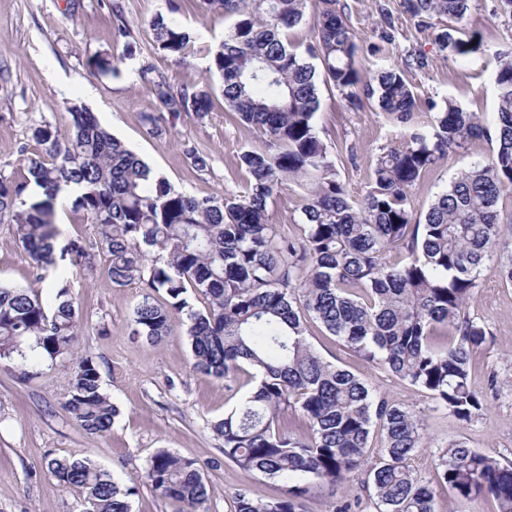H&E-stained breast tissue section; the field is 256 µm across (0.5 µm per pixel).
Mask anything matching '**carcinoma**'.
<instances>
[{
  "label": "carcinoma",
  "instance_id": "obj_1",
  "mask_svg": "<svg viewBox=\"0 0 512 512\" xmlns=\"http://www.w3.org/2000/svg\"><path fill=\"white\" fill-rule=\"evenodd\" d=\"M206 10L237 17L211 50L210 70L223 80L225 106L266 140L242 150L247 173L241 190L214 196L179 192L104 128L88 108L69 103L73 129L60 131L26 114L39 146L20 175L0 172V224H8L37 271L52 276L46 305L33 290L0 285V361L33 372L41 359L74 355L80 312L58 262L90 267L92 250L108 258L117 287L142 285L134 309L138 332L151 342L169 335L186 316L193 368L234 380L246 372L254 390L211 429L224 441V458L245 471L283 484L273 498L234 497V512H308L311 492L363 475L376 512H435L437 482L463 499L490 496L497 512H512V466L459 440L438 451L435 475L414 461L425 447L418 415L375 392L352 372L325 359L307 340V324L326 333L380 371L429 394L469 424L485 409L472 382V360L486 341L467 304L485 272L512 284V46L498 50L494 120L487 124L454 100L422 112L405 70L424 64L409 54L403 67L366 76L341 0H201ZM315 12V40L304 60L288 31ZM421 28L434 20L461 22L469 0H400ZM381 35L394 41L392 14L380 6ZM153 49L184 59L195 37L162 14L151 21ZM442 52L467 60L483 51L477 31L436 28ZM90 67L118 74L114 57L97 54ZM161 111L144 116L159 135L190 113L211 109L208 90L149 77ZM333 86L354 107L373 103L395 130L375 155L371 183L354 198L321 136L316 114L319 83ZM496 144L489 158L451 179L424 216L410 191L433 168L475 140ZM184 154L200 172L209 155ZM304 190L298 232L272 224L268 201L285 182ZM71 202L86 215L97 241L60 240L57 214ZM402 249L409 262L390 261ZM209 301L193 310L188 292ZM164 293L160 303L156 294ZM63 408L83 431L103 435L118 414L104 394L95 359L76 358ZM48 472L78 490L81 512H130L132 489L87 459L61 456ZM142 478L176 512H202L208 492L195 462L167 449L148 461Z\"/></svg>",
  "mask_w": 512,
  "mask_h": 512
}]
</instances>
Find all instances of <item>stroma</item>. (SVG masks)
I'll return each mask as SVG.
<instances>
[{"instance_id":"stroma-1","label":"stroma","mask_w":512,"mask_h":512,"mask_svg":"<svg viewBox=\"0 0 512 512\" xmlns=\"http://www.w3.org/2000/svg\"><path fill=\"white\" fill-rule=\"evenodd\" d=\"M346 14L360 47L357 64L364 71L400 65L406 54L423 57L407 79L421 102L453 98L468 112L492 121L497 110L494 71L496 51L512 43V19L496 16V0H471L460 27L480 32L484 51L469 63L439 51L433 30L416 27L399 0H344ZM129 38L116 36L112 0H0V170L15 171L38 147L25 130L24 115L41 113L60 130H68L71 100L81 101L112 134L134 151L176 190L197 196H220L238 190L246 174L237 165L241 150L261 143L263 133L240 123L228 113L221 80L209 71L210 58L198 53L178 62L153 50L149 21L155 14L176 18L201 47H216L232 26V18L205 12L199 0H124ZM387 5L395 26V40L380 38L379 7ZM139 53L125 58L126 41ZM120 58L118 75H100L88 60L97 52ZM149 65L172 83L207 84L213 106L205 118H182L160 136L149 135L143 115L157 109L151 87L139 71ZM317 123L328 145L334 146L338 169L355 196L369 187L372 159L394 136L372 109H351L334 87L320 85ZM191 142L213 158L212 167L197 171L185 157L182 144ZM486 140L437 166L413 187L417 212L423 213L451 178L471 163L487 157ZM105 257L94 267L68 268L72 294L82 311L78 351L92 355L102 386L121 410L111 431L90 434L75 425L62 408L73 372L70 357L44 363L37 377L24 381L17 367L0 362V512H80V495L65 487L45 469L47 458L72 453L89 459L123 484H136L130 512H174L169 501L142 483L150 457L161 448L193 460L202 469L208 490V512H234L232 497L244 491L254 497L279 495L280 483L244 471L225 460L223 442L211 430L223 417L234 394L250 386L238 380L227 391L224 380L194 371L192 353L182 325L151 344L132 333L133 311L141 298L138 284L117 287L104 271ZM34 287L50 299V281H37L36 271L9 225L0 224V284ZM469 315L484 321L486 344L474 360L473 377L487 409L471 424L458 421L447 410L435 408L427 395L382 373L318 327L308 340L327 360L368 383L373 390L410 407L422 417L430 441L416 460L419 470L432 475L436 452L448 440L462 438L475 449L492 452L512 462V287L491 275L470 299ZM359 503L361 512L374 505L355 476L336 492L316 490L308 501L310 512H325L329 500Z\"/></svg>"}]
</instances>
